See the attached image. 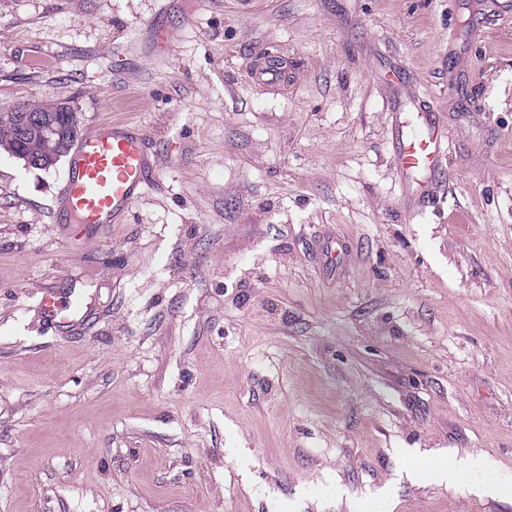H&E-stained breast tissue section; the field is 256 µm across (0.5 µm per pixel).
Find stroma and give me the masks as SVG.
<instances>
[{
  "label": "stroma",
  "mask_w": 512,
  "mask_h": 512,
  "mask_svg": "<svg viewBox=\"0 0 512 512\" xmlns=\"http://www.w3.org/2000/svg\"><path fill=\"white\" fill-rule=\"evenodd\" d=\"M184 8L0 0V108L130 122L157 172L74 241L50 221L66 161L0 150V512H353L388 484L393 512H512L399 473L481 451L512 481V12ZM153 19L179 36L148 54ZM267 56L275 90L249 75ZM402 95L448 137L420 215L390 159ZM46 288L88 311L52 326Z\"/></svg>",
  "instance_id": "35a3bbf8"
}]
</instances>
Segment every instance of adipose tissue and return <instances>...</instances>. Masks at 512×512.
<instances>
[{
  "label": "adipose tissue",
  "instance_id": "1",
  "mask_svg": "<svg viewBox=\"0 0 512 512\" xmlns=\"http://www.w3.org/2000/svg\"><path fill=\"white\" fill-rule=\"evenodd\" d=\"M403 469L416 483L463 489L482 497L512 499V485L504 483L486 454L475 451L456 459L442 454L407 453Z\"/></svg>",
  "mask_w": 512,
  "mask_h": 512
}]
</instances>
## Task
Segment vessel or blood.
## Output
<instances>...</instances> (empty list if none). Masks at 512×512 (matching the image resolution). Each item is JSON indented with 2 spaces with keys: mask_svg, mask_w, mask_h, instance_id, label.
I'll return each instance as SVG.
<instances>
[{
  "mask_svg": "<svg viewBox=\"0 0 512 512\" xmlns=\"http://www.w3.org/2000/svg\"><path fill=\"white\" fill-rule=\"evenodd\" d=\"M250 76L261 85L275 86L284 72L268 63L252 67ZM447 156L448 142L433 111L419 112L416 124H395L391 159L405 179L409 197L419 205L429 204V185L445 174ZM152 173L143 136L136 129L118 122L90 128L75 145L53 221L69 232L119 223L142 198ZM39 306L59 327L73 323L87 308L81 294L62 299L49 289L42 292Z\"/></svg>",
  "mask_w": 512,
  "mask_h": 512,
  "instance_id": "1",
  "label": "vessel or blood"
}]
</instances>
